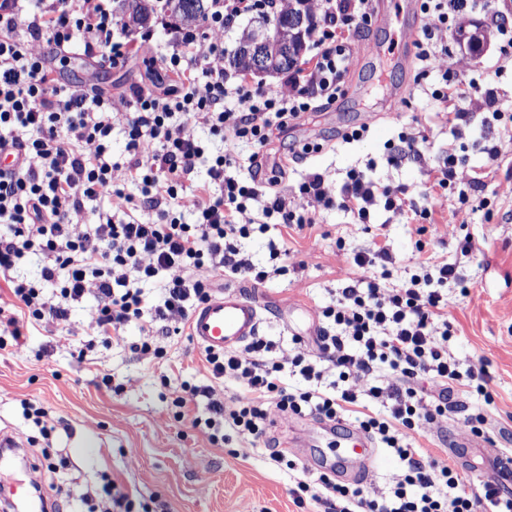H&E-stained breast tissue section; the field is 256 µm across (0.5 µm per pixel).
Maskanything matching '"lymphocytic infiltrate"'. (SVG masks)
Wrapping results in <instances>:
<instances>
[{
	"label": "lymphocytic infiltrate",
	"instance_id": "f902f5d3",
	"mask_svg": "<svg viewBox=\"0 0 512 512\" xmlns=\"http://www.w3.org/2000/svg\"><path fill=\"white\" fill-rule=\"evenodd\" d=\"M479 0H419L429 23L415 41L420 78L437 75L431 97L448 103L458 97L461 72L447 67L456 48L457 13ZM262 0H210V29L200 39L195 27H175L163 56L177 81L165 93L137 86L118 98L101 91L58 85L44 54L32 39L43 37L57 50L78 47L84 56L117 64L136 54L128 25L120 24L112 0H0V153L12 156L0 167V279L10 290L0 299V350L22 349V324H63L69 306L93 296L96 306L85 349L96 342L121 341L129 324L143 333L132 350L144 359L163 357L161 337L170 323L187 324L195 307L210 296L214 277H243L265 283L279 273L282 252L271 247L270 265L255 263L239 247L253 228L268 219L288 227L312 223V203H339L357 223L370 221L383 204L398 211V191L381 187L365 171L352 169L341 189L320 172L306 175L295 193L268 192L255 181L229 176L236 150L247 144L253 167L287 119L335 101L353 60V37L372 27L376 0H316L320 21L314 32L312 66L289 74L278 87L252 86L224 71V30L255 13ZM122 127L130 160L112 161V131ZM220 138L222 151L210 152L196 128ZM107 199L117 206L135 202L156 219L136 216L116 222L99 214L85 223V203ZM255 202L258 225L241 222L247 202ZM190 207L193 223L181 220ZM43 257L41 278L17 277L20 260ZM362 277L338 290L323 308L330 326L318 338L319 353H299L282 362L276 344L252 337L242 350L206 352L213 385L182 382L173 404L185 408L207 400L204 415L193 417L212 444H223L225 428L251 442H266L272 411L339 421L364 409L360 428L392 451L400 468L386 479L385 493L368 499L357 487L322 473L296 478L297 504L312 500L324 512H512V495L501 482L484 483L469 494L446 459L420 456L414 433L448 411L450 384L489 383L483 365L461 368L449 353L448 310L440 287L457 279L455 265L420 261V273L401 287L383 292L381 279L393 256L374 245L351 256ZM162 281L160 298L144 284ZM52 297H45V286ZM300 377L303 387L286 382ZM226 379L244 390L226 407L214 388Z\"/></svg>",
	"mask_w": 512,
	"mask_h": 512
}]
</instances>
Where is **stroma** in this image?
Masks as SVG:
<instances>
[{"mask_svg":"<svg viewBox=\"0 0 512 512\" xmlns=\"http://www.w3.org/2000/svg\"><path fill=\"white\" fill-rule=\"evenodd\" d=\"M422 21V15L405 19L391 10L357 36L343 95L291 122L265 158L266 164L283 166L282 182L292 189L313 170L328 172L339 187L351 169L370 168L375 181L405 188L410 209L394 213L379 204L371 209L370 223L359 224L350 212L320 203L314 207L315 226L285 232L269 225L242 246L264 263L270 240L286 237L288 270L263 284L245 279L241 285L262 306L260 334L278 342L276 355L285 360L315 350L317 331L326 324L323 307L360 275L350 263L353 251L376 242L387 245L394 262L381 282L386 289L418 273L419 257L457 265L460 280L448 286L453 301L449 351L464 368L483 362L489 394L451 385L447 415L423 425L413 446L425 457H447L468 491L477 493L492 477L489 455L512 449V122L490 121L479 108L483 89L491 87L499 109L512 113V60L500 61L494 38L476 56L458 47L448 65L477 85L464 87L454 102L467 113L466 123L449 126L439 105L416 92L414 62L388 51L404 23ZM149 31L150 53L112 67L53 49L48 58L72 84L115 96L147 83L160 90L173 80L161 62L171 34L157 19ZM360 124L368 127L360 140L341 139L343 130ZM403 130L426 136L424 158L394 167L387 162L386 145ZM492 145L498 149L493 159L485 152ZM449 149L478 180L465 203L453 192L425 198L416 192L432 184L434 169ZM484 198L485 210L478 206ZM416 206L432 209L433 224L416 223ZM466 237L476 244V256H461L459 243ZM295 334L302 344L292 343ZM123 336V342L97 345L82 357L77 335L63 340L54 327L31 328L24 351L0 350V429L20 445L13 465L17 479L38 483L61 512H110L112 503L102 492L109 481L128 494L132 512H318L314 502L295 503L293 481L287 470L270 464L266 449L251 447L234 432L218 447L192 427L189 417L174 419L171 396L182 382L214 385L229 405L243 394L236 382H213L204 351L188 331L168 338L166 357L155 361L130 350L142 338L138 325L126 327ZM26 401L44 408L42 423L24 416ZM477 413L485 422L475 434L463 419ZM300 422L297 416L276 417L270 430L276 448L308 467L323 457L334 460L336 447L325 440L303 454L286 448L290 427ZM49 457L55 470L45 467Z\"/></svg>","mask_w":512,"mask_h":512,"instance_id":"1","label":"stroma"}]
</instances>
